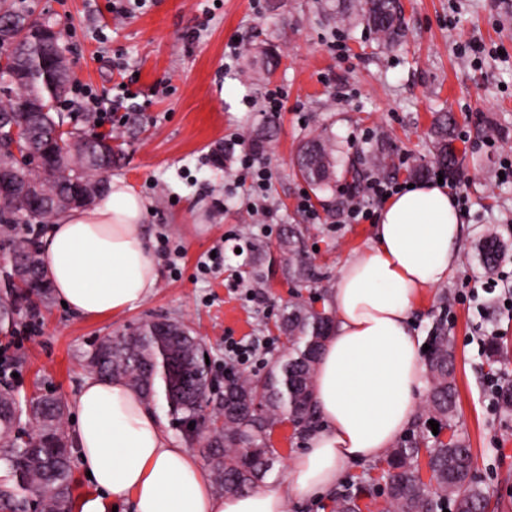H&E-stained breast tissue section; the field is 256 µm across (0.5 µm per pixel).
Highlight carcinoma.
<instances>
[{
  "label": "carcinoma",
  "mask_w": 512,
  "mask_h": 512,
  "mask_svg": "<svg viewBox=\"0 0 512 512\" xmlns=\"http://www.w3.org/2000/svg\"><path fill=\"white\" fill-rule=\"evenodd\" d=\"M329 15L338 22L361 25L376 35L382 47L398 44L403 24L397 0H329ZM35 83L15 82L0 71V89L7 103L0 109L14 110L30 95ZM456 124L449 112L440 113L434 122V162L456 178L460 174L455 141ZM88 145H78L70 154L67 172L46 181L39 172L32 180L40 182L52 196L72 193L73 177L93 181L112 169L119 158L114 150L100 164L88 167ZM337 150L324 137L306 140L296 155L298 173L314 192L332 188L338 166ZM371 168L363 172L351 161L345 166L350 187L357 189L375 171L385 173L391 167L392 154L383 149L368 155ZM31 213L16 200L0 199V232L4 233L0 250L9 254V265L26 270L24 287L11 283L13 272L6 273L0 295V334L13 327L15 315L26 310L32 315L49 299L51 289L43 287L45 274L39 251L30 237L12 233L17 222ZM280 250L288 260V276L298 288H316L320 277L305 251L304 231L297 224L286 225L281 233ZM506 250L498 232L488 229L479 241L481 263L486 272L494 270ZM335 325V312L317 310L302 300L288 302L280 314V331L288 347L276 357L261 376L234 375L225 381L224 395L238 399L246 410L224 416L223 427L214 429L205 439L203 454L215 489L235 495L252 489L262 481L273 465L260 433L273 427L288 411L313 418L315 366ZM206 351L200 340L184 324L175 320L145 322L131 332L94 343L86 353L90 373L119 378L140 391L144 400L157 397V385L163 386L168 414L179 428L203 418L211 403L208 391ZM430 382L428 411L445 422L451 436L428 444L424 432L416 428L385 452L387 492L380 512H437L451 504L454 512H486L490 496L476 479L473 454L469 445L453 431L455 389L453 356L448 329L434 330L427 359ZM0 463L6 474L0 479V512H71L73 496L72 448L63 432L65 405L51 393L20 396L5 376H0ZM259 403L262 417L248 407ZM36 428L26 431V425ZM427 456L432 481L425 483L417 475L421 455ZM367 489L359 486L336 494L334 512H359L357 501Z\"/></svg>",
  "instance_id": "cac0c4a2"
}]
</instances>
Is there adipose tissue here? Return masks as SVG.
<instances>
[{
	"label": "adipose tissue",
	"instance_id": "1",
	"mask_svg": "<svg viewBox=\"0 0 512 512\" xmlns=\"http://www.w3.org/2000/svg\"><path fill=\"white\" fill-rule=\"evenodd\" d=\"M147 208L112 181L99 202L55 217L40 242L44 272L75 314L99 319L146 301L158 260L143 234ZM461 225L447 188L418 183L392 196L373 243L347 261L330 296L336 326L316 365L321 427L294 457L284 488L221 497L195 456L176 445L138 393L121 380L87 378L73 400L80 466L91 493L78 512H285L288 497L336 487L346 468L380 457L410 425L421 386L420 339L409 313L446 281Z\"/></svg>",
	"mask_w": 512,
	"mask_h": 512
}]
</instances>
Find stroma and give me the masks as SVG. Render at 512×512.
Here are the masks:
<instances>
[{
  "instance_id": "obj_1",
  "label": "stroma",
  "mask_w": 512,
  "mask_h": 512,
  "mask_svg": "<svg viewBox=\"0 0 512 512\" xmlns=\"http://www.w3.org/2000/svg\"><path fill=\"white\" fill-rule=\"evenodd\" d=\"M323 0H146L123 21L112 16V0H28L35 15L63 33L71 83L115 95L129 84L136 99L108 114L101 127L120 150L108 179L132 185L150 211L144 224L159 263L153 295L135 308L96 320L81 318L59 299L35 316H17L11 335L0 336V359L16 377L20 395L50 390L71 404L89 371L84 355L93 342L127 332L159 317L178 320L206 343L216 371L224 369V339L260 338L258 363L272 362L286 344L275 327L291 300L288 267L277 243L285 225L307 226L309 257L325 279L318 306L344 264L366 250L373 225L343 224L345 181L312 194L293 169L303 140L322 134L356 152L368 145L392 148L398 182L430 163V128L436 113H453L457 149L465 175L454 190L467 204L460 217L459 260L447 280L427 291L410 313L411 327L429 341L446 320L454 340L456 425L470 444L475 473L499 503L512 512V415L493 407L488 373L512 382V316L487 294L500 280L512 284V252L495 273L479 261L478 243L494 228L512 245V178L501 177L512 152V12L501 0H400L406 24L400 47L373 46L364 28L330 19ZM485 49L479 64L468 62L458 37ZM240 57L226 65L231 43ZM280 57L270 77H260L264 49ZM286 91L280 111H266V96ZM245 146L263 141L262 162L272 173L268 201L275 209L270 230L248 223L239 207L245 189L227 139ZM318 219L309 222L301 199ZM221 251V264L201 274L199 263ZM263 304L250 302L255 272ZM499 337L502 353L490 355L481 338ZM275 460L262 482L274 489L305 446L288 425L267 438Z\"/></svg>"
}]
</instances>
